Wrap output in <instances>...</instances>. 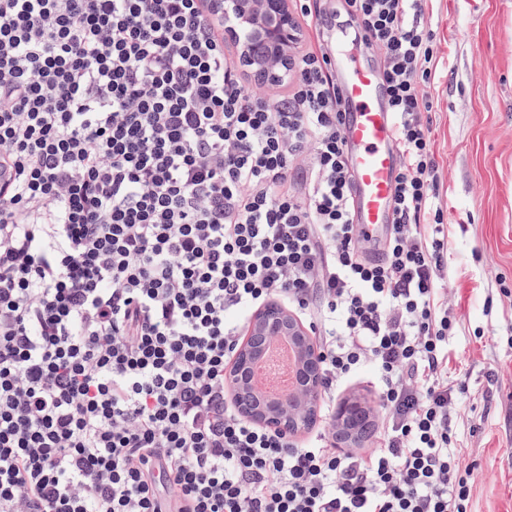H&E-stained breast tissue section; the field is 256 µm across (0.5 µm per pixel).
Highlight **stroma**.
<instances>
[{
  "label": "stroma",
  "mask_w": 512,
  "mask_h": 512,
  "mask_svg": "<svg viewBox=\"0 0 512 512\" xmlns=\"http://www.w3.org/2000/svg\"><path fill=\"white\" fill-rule=\"evenodd\" d=\"M431 134L462 334L456 427L472 512H512V0H439Z\"/></svg>",
  "instance_id": "35a3bbf8"
}]
</instances>
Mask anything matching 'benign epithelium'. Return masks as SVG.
<instances>
[{
  "label": "benign epithelium",
  "instance_id": "1",
  "mask_svg": "<svg viewBox=\"0 0 512 512\" xmlns=\"http://www.w3.org/2000/svg\"><path fill=\"white\" fill-rule=\"evenodd\" d=\"M222 16L225 36L240 46L239 67L256 85L277 89L288 76L299 42L288 0H229ZM284 334L294 338L299 350V385L288 399L268 402L250 384L251 365L267 340ZM226 378L240 414L262 427L294 437L316 418L322 390L319 356L302 323L279 303L272 302L251 316ZM366 416L367 410L357 402H346L338 411L342 424L356 429Z\"/></svg>",
  "mask_w": 512,
  "mask_h": 512
}]
</instances>
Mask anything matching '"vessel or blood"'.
<instances>
[{"mask_svg": "<svg viewBox=\"0 0 512 512\" xmlns=\"http://www.w3.org/2000/svg\"><path fill=\"white\" fill-rule=\"evenodd\" d=\"M329 64L352 111L344 126L346 152L354 176L355 203L352 221L366 239L385 232L393 218V185L396 174L395 128L385 107L382 74L354 50L361 34L357 29L328 27Z\"/></svg>", "mask_w": 512, "mask_h": 512, "instance_id": "1", "label": "vessel or blood"}]
</instances>
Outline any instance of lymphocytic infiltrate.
Here are the masks:
<instances>
[{
    "mask_svg": "<svg viewBox=\"0 0 512 512\" xmlns=\"http://www.w3.org/2000/svg\"><path fill=\"white\" fill-rule=\"evenodd\" d=\"M341 2L395 127L375 258L321 0H294L312 35L278 99L247 84L213 0H0V512H469L428 0ZM271 301L321 358L325 421L302 443L228 395ZM366 365L360 451L333 410Z\"/></svg>",
    "mask_w": 512,
    "mask_h": 512,
    "instance_id": "obj_1",
    "label": "lymphocytic infiltrate"
}]
</instances>
